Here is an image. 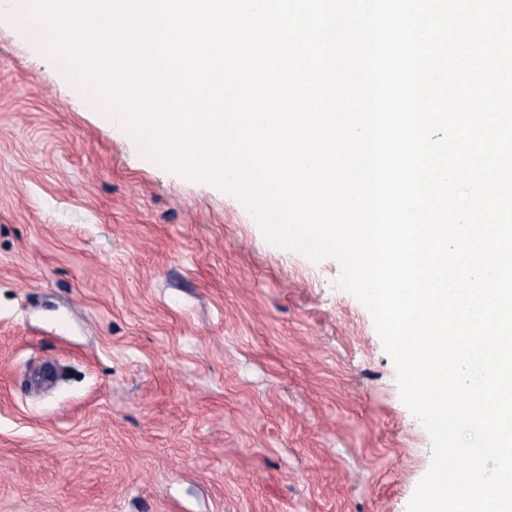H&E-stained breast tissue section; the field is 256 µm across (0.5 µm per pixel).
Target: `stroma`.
<instances>
[{
    "mask_svg": "<svg viewBox=\"0 0 512 512\" xmlns=\"http://www.w3.org/2000/svg\"><path fill=\"white\" fill-rule=\"evenodd\" d=\"M339 274L142 155L0 0V512H407L430 436Z\"/></svg>",
    "mask_w": 512,
    "mask_h": 512,
    "instance_id": "35a3bbf8",
    "label": "stroma"
}]
</instances>
